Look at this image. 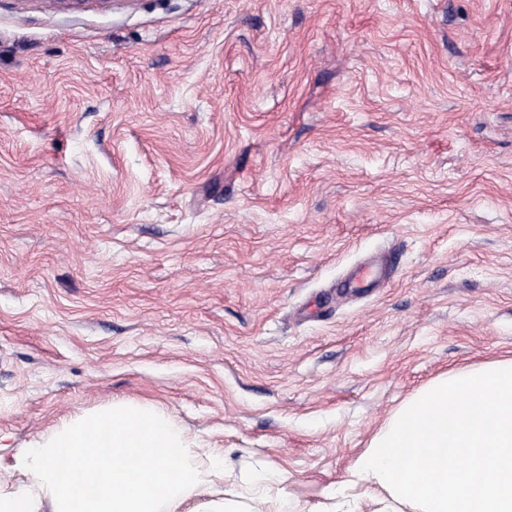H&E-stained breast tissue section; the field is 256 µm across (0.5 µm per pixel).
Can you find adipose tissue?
<instances>
[{"label":"adipose tissue","mask_w":512,"mask_h":512,"mask_svg":"<svg viewBox=\"0 0 512 512\" xmlns=\"http://www.w3.org/2000/svg\"><path fill=\"white\" fill-rule=\"evenodd\" d=\"M21 488L0 486L7 512H175L192 493L223 478L224 459L201 465L198 448L150 406H115L76 420L32 448L19 449Z\"/></svg>","instance_id":"obj_1"}]
</instances>
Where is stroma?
<instances>
[{"mask_svg":"<svg viewBox=\"0 0 512 512\" xmlns=\"http://www.w3.org/2000/svg\"><path fill=\"white\" fill-rule=\"evenodd\" d=\"M504 359L512 0H0L1 482L149 405L239 512H379L371 439ZM279 480L272 472H263L256 478L257 489L251 498L247 512H288V500L280 493L276 499L271 495L273 485Z\"/></svg>","mask_w":512,"mask_h":512,"instance_id":"stroma-1","label":"stroma"}]
</instances>
